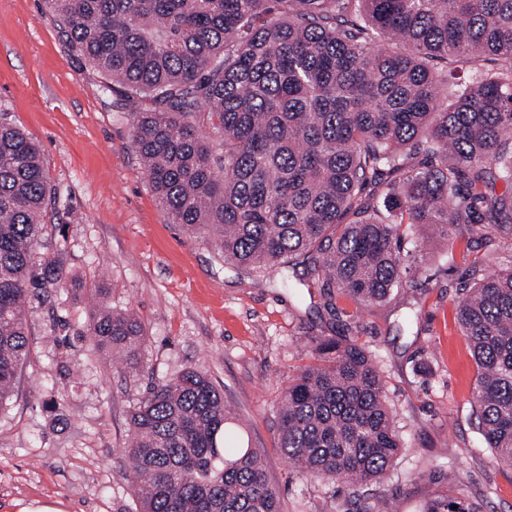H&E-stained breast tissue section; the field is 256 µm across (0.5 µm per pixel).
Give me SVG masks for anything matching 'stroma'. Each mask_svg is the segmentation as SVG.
<instances>
[{
	"instance_id": "1",
	"label": "stroma",
	"mask_w": 512,
	"mask_h": 512,
	"mask_svg": "<svg viewBox=\"0 0 512 512\" xmlns=\"http://www.w3.org/2000/svg\"><path fill=\"white\" fill-rule=\"evenodd\" d=\"M101 82L43 0H0V112L42 150L59 198L43 244L66 282L26 309L29 357L0 411V512H136L130 411L148 386L189 368L234 409V435L259 451L279 512H361L362 498L342 480L305 477L289 463L277 412L288 383L314 362V337H339L347 324L376 358L403 444L372 490L392 512H419L450 489L480 512H512V468L477 429L476 364L454 314L474 259L489 257L495 272L512 265V250L479 240L467 253L412 230L405 250L425 258L413 285L382 304L340 295L328 313L303 266L285 288L225 264L214 229L170 223L134 147L129 107ZM103 304L142 322L137 373L81 335Z\"/></svg>"
}]
</instances>
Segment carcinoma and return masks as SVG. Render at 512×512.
Wrapping results in <instances>:
<instances>
[{"mask_svg": "<svg viewBox=\"0 0 512 512\" xmlns=\"http://www.w3.org/2000/svg\"><path fill=\"white\" fill-rule=\"evenodd\" d=\"M65 41L129 100L134 145L173 224L213 227L224 263L277 272L303 258L336 294L379 303L423 268L417 227L494 229L512 248V0H45ZM492 66L466 86L448 66ZM208 121L202 136L199 120ZM57 196L39 145L0 117V408L29 351L25 304L64 283L41 251ZM455 317L472 351L478 430L512 467V267L484 276ZM98 350L138 364L141 322L108 307ZM346 328L317 337L291 380L281 448L300 471L352 487L401 449L374 358ZM223 394L187 369L138 397L127 456L138 512H279L254 448L234 446ZM457 509H452V506ZM422 512H480L438 493Z\"/></svg>", "mask_w": 512, "mask_h": 512, "instance_id": "1", "label": "carcinoma"}]
</instances>
